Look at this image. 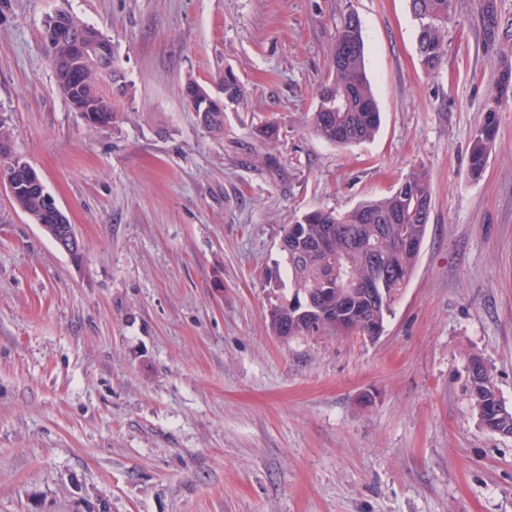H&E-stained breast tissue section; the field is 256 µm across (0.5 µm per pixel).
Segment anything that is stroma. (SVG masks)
Here are the masks:
<instances>
[{"label": "stroma", "instance_id": "obj_1", "mask_svg": "<svg viewBox=\"0 0 512 512\" xmlns=\"http://www.w3.org/2000/svg\"><path fill=\"white\" fill-rule=\"evenodd\" d=\"M59 10L112 42L110 126L56 89ZM351 13L381 125L340 147L309 119ZM507 66L512 0H452L433 71L409 0H0V117L84 247L0 192V512H512V437L467 376L482 355L512 406V100L468 174ZM228 69L244 99L216 135L181 89ZM419 166L427 232L382 335L275 337L288 224ZM497 97L486 109L483 123L476 129L471 141L469 152L468 173L471 177H478L483 172L490 155L493 152L497 127V112L499 102L511 97L512 68L507 67L501 71L496 83Z\"/></svg>", "mask_w": 512, "mask_h": 512}]
</instances>
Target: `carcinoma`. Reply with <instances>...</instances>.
I'll return each mask as SVG.
<instances>
[{
  "mask_svg": "<svg viewBox=\"0 0 512 512\" xmlns=\"http://www.w3.org/2000/svg\"><path fill=\"white\" fill-rule=\"evenodd\" d=\"M417 32V52L422 66L435 70L447 52L450 0H409ZM48 57L56 71L58 91L77 110L70 87L62 75L66 41L46 40ZM331 72L319 90V105L311 117L317 136L337 146L370 141L380 125V112L373 96L365 63V44L358 17L346 16L336 30L331 53ZM104 77L88 67L80 81L82 99L92 104L102 125L112 123L116 112L103 94ZM497 97L486 109L476 129L469 152L468 173L478 177L493 152L499 102L512 96V68L501 71ZM224 96L229 104L222 112H210L205 127L224 133V112L244 97L236 75L224 71ZM44 186L24 183L13 205L29 220L53 229L55 218L42 207ZM432 205L428 171L415 168L403 176L387 196L365 202L344 214L316 209L288 225L282 249L288 262V297L270 307L269 326L276 336L295 339L320 333L336 334V321L355 326L360 336H379L397 292L406 287L416 265L427 231ZM328 241L335 255L329 271L319 243ZM471 405L484 427L512 436V408L501 407L489 365L479 355L467 364Z\"/></svg>",
  "mask_w": 512,
  "mask_h": 512,
  "instance_id": "1",
  "label": "carcinoma"
}]
</instances>
